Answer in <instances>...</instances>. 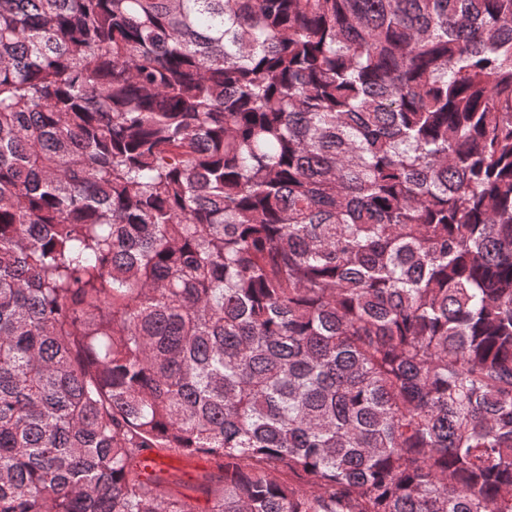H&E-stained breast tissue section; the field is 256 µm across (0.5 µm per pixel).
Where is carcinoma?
I'll return each instance as SVG.
<instances>
[{"mask_svg":"<svg viewBox=\"0 0 512 512\" xmlns=\"http://www.w3.org/2000/svg\"><path fill=\"white\" fill-rule=\"evenodd\" d=\"M0 512H512V0H0ZM162 468L169 470L180 479L177 490L192 495L198 499L199 505L204 508L208 505L207 497L201 490L204 477L215 472L213 464L207 457L199 456H168L161 458Z\"/></svg>","mask_w":512,"mask_h":512,"instance_id":"cac0c4a2","label":"carcinoma"}]
</instances>
